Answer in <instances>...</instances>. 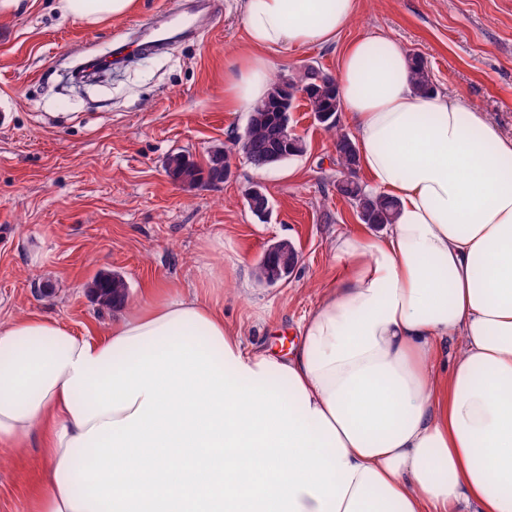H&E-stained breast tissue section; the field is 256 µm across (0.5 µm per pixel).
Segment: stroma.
Here are the masks:
<instances>
[{"label": "stroma", "instance_id": "obj_1", "mask_svg": "<svg viewBox=\"0 0 512 512\" xmlns=\"http://www.w3.org/2000/svg\"><path fill=\"white\" fill-rule=\"evenodd\" d=\"M189 0H138L128 15L95 25L65 17L55 0H14L0 10V322L33 314L78 335L106 333L115 310L89 288L116 272L130 297L159 283L168 294L201 284L203 266L223 274L209 298L248 344L283 354L314 308L336 261L331 245L359 227L336 192L330 134L297 100L293 126L304 154L255 170L238 161L229 181L191 188L165 170L169 155L206 164L232 149L247 111L224 107V77L247 51L243 0H213L195 32L164 53L113 70L90 100L56 90L60 70L137 41L139 18ZM383 34L427 63L437 92L460 97L512 137V0H359L336 42L271 53L273 76L313 64L336 73L344 46ZM260 180L266 220L245 207ZM285 239L299 261L287 282L265 285L257 266ZM22 456H0V512H29L43 461L38 436Z\"/></svg>", "mask_w": 512, "mask_h": 512}]
</instances>
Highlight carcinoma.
I'll use <instances>...</instances> for the list:
<instances>
[{
  "label": "carcinoma",
  "mask_w": 512,
  "mask_h": 512,
  "mask_svg": "<svg viewBox=\"0 0 512 512\" xmlns=\"http://www.w3.org/2000/svg\"><path fill=\"white\" fill-rule=\"evenodd\" d=\"M414 88L427 92L435 89L427 66L416 55L410 56ZM302 98L307 102L316 121L336 137V166L340 177L336 178V192L351 201L364 224L384 227L394 223L398 203L395 199L366 189L356 179L360 166L356 143L339 127L342 105L336 91L334 78L320 67L307 64L288 76L273 81L264 99L249 110L245 131L247 145L242 149L247 162L256 170H264L301 155L305 143L300 136L283 139L280 132L291 124V112L295 102ZM224 152L215 150L202 166L185 154H172L167 159L166 171L176 182L189 187L206 186L223 173ZM250 212L262 218L269 212V200L265 195L244 197ZM297 264V252L292 243L279 240L266 251L259 272L276 276L285 264ZM90 288L99 301L110 307L122 304L128 297V285L118 273L97 276Z\"/></svg>",
  "instance_id": "carcinoma-1"
}]
</instances>
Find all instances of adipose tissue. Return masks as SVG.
I'll return each mask as SVG.
<instances>
[{
	"instance_id": "adipose-tissue-1",
	"label": "adipose tissue",
	"mask_w": 512,
	"mask_h": 512,
	"mask_svg": "<svg viewBox=\"0 0 512 512\" xmlns=\"http://www.w3.org/2000/svg\"><path fill=\"white\" fill-rule=\"evenodd\" d=\"M133 6L57 0L88 24ZM357 8L245 0L225 107L264 98L268 51L328 44ZM335 80L399 208L382 236H337L290 355L196 294L128 303L101 336L0 323V452L35 434L46 461L32 512H512V137L416 92L384 35L347 44Z\"/></svg>"
}]
</instances>
